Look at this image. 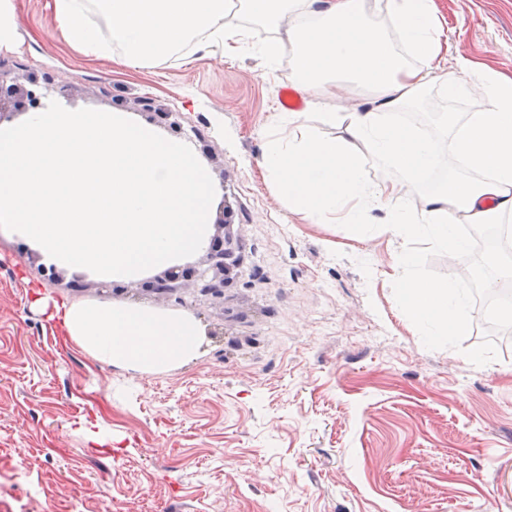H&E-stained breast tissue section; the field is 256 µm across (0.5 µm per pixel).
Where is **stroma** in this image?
I'll return each mask as SVG.
<instances>
[{
	"label": "stroma",
	"instance_id": "1",
	"mask_svg": "<svg viewBox=\"0 0 512 512\" xmlns=\"http://www.w3.org/2000/svg\"><path fill=\"white\" fill-rule=\"evenodd\" d=\"M49 0H12L11 76L55 72L71 108L131 112L150 96L186 129L232 213L239 277L215 299L184 288L203 330L188 364L142 374L98 361L33 311L97 286L46 283L34 251L0 238V512H512V334L473 365L430 350L392 283L404 238L364 224H311L259 166L260 131L293 82L287 61L191 55L137 69L90 61L57 30ZM441 63L467 57L512 77V0H434ZM479 91H430L403 109L431 128L463 120ZM96 422L100 442L86 438Z\"/></svg>",
	"mask_w": 512,
	"mask_h": 512
}]
</instances>
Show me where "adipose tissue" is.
Returning <instances> with one entry per match:
<instances>
[{
    "label": "adipose tissue",
    "mask_w": 512,
    "mask_h": 512,
    "mask_svg": "<svg viewBox=\"0 0 512 512\" xmlns=\"http://www.w3.org/2000/svg\"><path fill=\"white\" fill-rule=\"evenodd\" d=\"M432 3L386 0L385 27L370 20L365 0H52L51 9L82 55L126 67L189 50L249 54L271 68L284 45L294 46L298 91L308 108L321 110L322 123H344L345 136L324 139L305 111L281 113L275 129L263 132L260 165L286 205L315 224L356 223L380 209L398 234L427 235L460 256L457 224H495L512 214V79L489 76L464 59L451 69L440 66L441 25ZM234 10L275 30L276 39L230 22ZM95 11L103 25L91 21ZM339 76L369 90L361 110L344 116L326 107ZM435 86L452 97L477 87L488 102L452 123L443 149L400 117ZM290 125L299 130L292 138L284 134ZM441 154L452 165L465 160L469 175L405 204L410 176ZM368 168L376 179L365 178ZM32 304L51 307L65 336L111 365L157 372L193 360L200 347V324L186 313L110 301L50 303L38 292Z\"/></svg>",
    "instance_id": "obj_1"
}]
</instances>
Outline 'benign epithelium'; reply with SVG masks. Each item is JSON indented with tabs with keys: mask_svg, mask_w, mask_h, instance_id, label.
I'll list each match as a JSON object with an SVG mask.
<instances>
[{
	"mask_svg": "<svg viewBox=\"0 0 512 512\" xmlns=\"http://www.w3.org/2000/svg\"><path fill=\"white\" fill-rule=\"evenodd\" d=\"M50 91L67 98L71 95V86L49 72L30 75L24 83L7 84L0 79V121L9 119L18 112H28L42 107L43 99ZM138 112L160 122H168L170 116V113L161 111L152 97H142L138 100ZM168 127L176 134L182 133L181 125L176 122H168ZM241 264L242 255L239 249L226 246L224 237L217 234L211 239L204 265H174L141 279L140 286L166 298L173 307H184L186 303L178 294V288L183 283L191 284L202 295L221 298L224 296L225 280Z\"/></svg>",
	"mask_w": 512,
	"mask_h": 512,
	"instance_id": "benign-epithelium-1",
	"label": "benign epithelium"
}]
</instances>
